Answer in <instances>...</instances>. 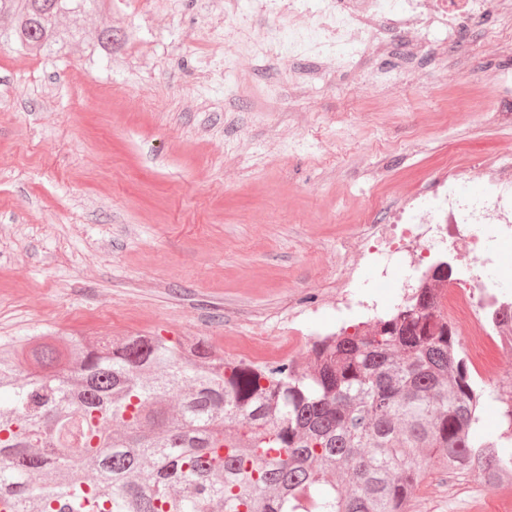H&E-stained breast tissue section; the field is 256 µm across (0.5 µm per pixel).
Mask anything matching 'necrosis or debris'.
<instances>
[{
  "instance_id": "obj_1",
  "label": "necrosis or debris",
  "mask_w": 512,
  "mask_h": 512,
  "mask_svg": "<svg viewBox=\"0 0 512 512\" xmlns=\"http://www.w3.org/2000/svg\"><path fill=\"white\" fill-rule=\"evenodd\" d=\"M495 10L503 19L484 31L481 48L489 56H510L512 0H321L322 23L292 27L285 33L273 29L255 56L273 57L283 46L293 59L312 55L320 60V67L305 77L290 72L289 84L305 78L319 90L331 74L349 73L356 77L357 90L364 92L393 82L391 72L360 70L359 61L368 51L387 49L394 24L422 20V41L445 42L471 19ZM476 177L491 183L492 191L481 198H466L459 186ZM432 198L429 204L410 201L394 223L370 226L360 236L346 238L338 257L342 279L350 281L362 260L369 258L381 269L380 285H387L392 260L400 255L411 271L401 287L426 288L436 255L444 254L449 267L466 276L465 283L441 285L444 311L459 336L482 332L497 361L481 366L477 375L498 381L512 372V322L496 316L512 304V295L502 289L512 270H503L493 244L512 237V160L500 158L458 170L433 189Z\"/></svg>"
}]
</instances>
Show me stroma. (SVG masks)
<instances>
[{"mask_svg":"<svg viewBox=\"0 0 512 512\" xmlns=\"http://www.w3.org/2000/svg\"><path fill=\"white\" fill-rule=\"evenodd\" d=\"M286 0H109L85 37L112 55L0 46V337L185 336L234 359L305 364L335 306L345 237L390 223L437 176L512 154L495 58L373 55L393 85L288 87L309 62L249 63ZM247 28L226 47L229 23ZM363 262L355 299L386 313ZM490 489L430 465L409 512H489Z\"/></svg>","mask_w":512,"mask_h":512,"instance_id":"stroma-1","label":"stroma"}]
</instances>
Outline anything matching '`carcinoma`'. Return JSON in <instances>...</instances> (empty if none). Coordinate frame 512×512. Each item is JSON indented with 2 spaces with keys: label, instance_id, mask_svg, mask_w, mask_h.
I'll list each match as a JSON object with an SVG mask.
<instances>
[{
  "label": "carcinoma",
  "instance_id": "obj_1",
  "mask_svg": "<svg viewBox=\"0 0 512 512\" xmlns=\"http://www.w3.org/2000/svg\"><path fill=\"white\" fill-rule=\"evenodd\" d=\"M97 0H0V44L58 54ZM112 54V27L86 43ZM420 288L304 367L229 359L202 341L32 336L0 343V512H408L433 460L498 483L506 430L439 302ZM178 399V410L169 401Z\"/></svg>",
  "mask_w": 512,
  "mask_h": 512
}]
</instances>
